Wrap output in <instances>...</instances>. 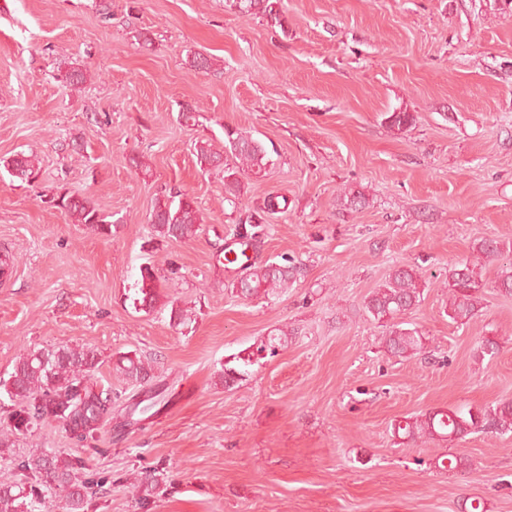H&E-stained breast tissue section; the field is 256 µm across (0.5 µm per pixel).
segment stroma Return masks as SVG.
<instances>
[{
	"instance_id": "1",
	"label": "stroma",
	"mask_w": 512,
	"mask_h": 512,
	"mask_svg": "<svg viewBox=\"0 0 512 512\" xmlns=\"http://www.w3.org/2000/svg\"><path fill=\"white\" fill-rule=\"evenodd\" d=\"M0 8V377L23 350L94 348L112 420L95 446L55 424L0 453V483L18 481L33 449H59L108 477L88 512H512V432L412 442L405 417L512 401V297L486 288L468 323L448 316V270L478 242H512V7L505 0H284L287 29L232 0H6ZM212 66H190L195 55ZM83 84L62 80L71 68ZM195 107V122L178 115ZM414 113L406 131L391 112ZM260 140L275 162L244 178L238 206L224 172H201L194 141L224 147L225 128ZM36 174L11 176L14 154ZM146 163L138 170L135 160ZM361 192L365 208L338 198ZM198 202L187 241L161 242L158 195ZM85 196L110 214L101 238L52 199ZM286 197L259 261L302 271L268 296H238V207ZM158 281L153 308L134 305L140 268ZM418 269L422 299L405 322L426 338L387 353L363 305L398 266ZM191 312L174 325L172 309ZM288 331L275 357L232 390L226 361ZM496 337L499 351L481 353ZM133 352L154 363L166 401L143 422L122 409L137 391L116 368ZM470 469L435 468V457ZM163 482L147 504L141 472Z\"/></svg>"
}]
</instances>
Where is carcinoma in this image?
Segmentation results:
<instances>
[{
    "label": "carcinoma",
    "mask_w": 512,
    "mask_h": 512,
    "mask_svg": "<svg viewBox=\"0 0 512 512\" xmlns=\"http://www.w3.org/2000/svg\"><path fill=\"white\" fill-rule=\"evenodd\" d=\"M236 6L247 14H256L272 26L288 32V17L282 0H236ZM389 126L403 132L415 122L411 112H390ZM224 151H218L206 141L194 143V155L201 170L224 169V200L234 204L243 189L241 176L255 178L267 175L272 160L265 146L257 139L236 129H224ZM12 175L30 179L35 174L33 159L22 156L9 162ZM286 198L270 195L263 205L239 209L234 238L240 245L231 262L241 266V276L233 284L244 297L267 295L288 287L297 268L283 263L252 262L246 250L261 243L268 218L281 210ZM341 205L357 211L366 205L360 192H343ZM57 207L77 224L86 225L102 238L112 237V221L85 197L61 194ZM201 223L197 202L186 193L178 197L155 199L151 225L155 238L161 241L183 240L193 237ZM479 258L454 265L448 272V317L454 322H469L478 311L479 298L486 282L480 269L482 259H493L512 254V246L496 238H486L476 246ZM141 286L138 299L143 307H152L155 301L153 267L140 268ZM493 288L503 296L512 297V262L500 268ZM422 279L409 266L394 269L383 285L375 289L365 302V313L385 327L383 344L387 352L406 356L424 349L425 337L415 328L405 327L403 315L421 302ZM121 373L132 383L141 384L152 378L151 363L141 356L122 355L118 358ZM99 364L96 351L87 346L59 345L50 349H28L13 366L6 380L0 379V393L11 402L8 412L10 435L0 438V450L10 447L11 437L25 435L41 423H54L79 443L98 438L112 417V390L94 380ZM164 398V389L155 388L148 403L133 402L126 407V416L134 420L136 414H145ZM402 437L411 441L419 438L451 443L470 433L512 432V401H503L485 407H452L409 417L397 426ZM439 469L459 470L470 467L469 459L450 454L435 460ZM22 471L20 481L0 485V512H86L91 498L104 490L105 481L96 483L82 479L78 471L85 461L69 457L52 449L34 450L18 463ZM55 487L58 503L46 502L40 486ZM159 486L156 471L145 473L134 485L138 498L145 500Z\"/></svg>",
    "instance_id": "obj_1"
}]
</instances>
